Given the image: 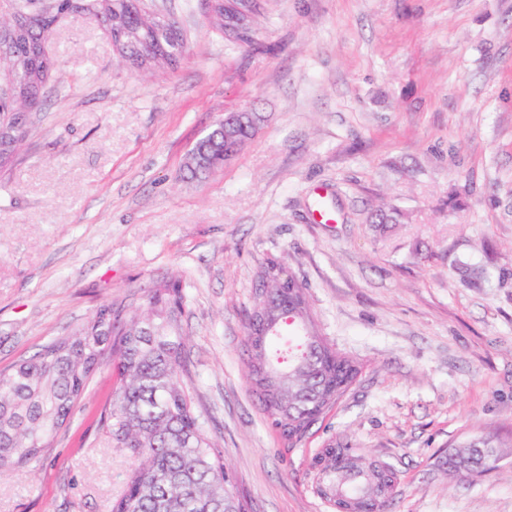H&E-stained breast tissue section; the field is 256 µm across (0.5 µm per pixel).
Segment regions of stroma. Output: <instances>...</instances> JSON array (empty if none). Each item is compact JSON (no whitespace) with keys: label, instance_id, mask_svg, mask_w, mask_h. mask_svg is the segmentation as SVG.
I'll use <instances>...</instances> for the list:
<instances>
[{"label":"stroma","instance_id":"1","mask_svg":"<svg viewBox=\"0 0 512 512\" xmlns=\"http://www.w3.org/2000/svg\"><path fill=\"white\" fill-rule=\"evenodd\" d=\"M186 52L144 72L85 15L47 44L59 81L0 170V371L155 281L185 297L186 385L248 512H332L318 449L399 476L393 512H512V0H255L251 43L207 0H148ZM257 135L207 178L189 151L225 113ZM395 224H372L380 204ZM306 287L322 336L362 372L295 447L246 377L257 273ZM91 378L42 461L0 474V512H111L134 466ZM490 433L496 467L448 477ZM475 445L481 447L477 448L481 454H486L488 448L500 447L497 440L491 435H480L467 440V442L459 446V449L448 451V461H446V464L448 466L449 475L461 477V475L464 474L459 465L464 459L471 456Z\"/></svg>","mask_w":512,"mask_h":512}]
</instances>
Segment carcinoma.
<instances>
[{
    "instance_id": "1",
    "label": "carcinoma",
    "mask_w": 512,
    "mask_h": 512,
    "mask_svg": "<svg viewBox=\"0 0 512 512\" xmlns=\"http://www.w3.org/2000/svg\"><path fill=\"white\" fill-rule=\"evenodd\" d=\"M33 0H0V12L20 20L23 34L7 51L22 58L17 71L0 64V78L19 95L0 105V129L12 133L0 151V168L11 161L26 136V110L38 104L55 77L46 52L57 20L70 12L69 0H48L42 13ZM219 29L237 25L241 0H216ZM86 15L108 33L121 57L172 65L185 50L176 23L148 11L145 0H85ZM199 163L193 177L226 162L224 131L214 126L193 149ZM255 306L246 325L248 378L266 419L288 444L301 441L343 395L342 385L359 366L319 333L304 286L284 283L281 266L268 262L254 288ZM183 296L168 280L155 282L146 311L129 314L110 302L66 337L0 372V473L44 459L72 407L83 397L93 372L112 363L119 385L100 421L112 440L130 449L135 466L112 512H247L228 486L221 454L195 414L185 378L181 323ZM498 447L491 435L471 438L448 452V474L462 475L460 463L474 446ZM316 493L328 502L338 496L367 501L382 492L376 466L348 446L322 448L311 460Z\"/></svg>"
}]
</instances>
